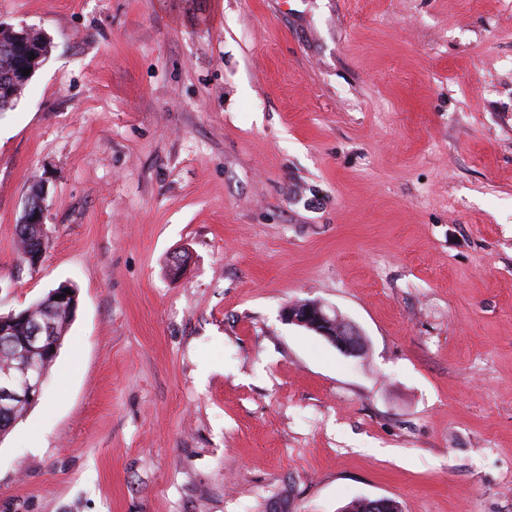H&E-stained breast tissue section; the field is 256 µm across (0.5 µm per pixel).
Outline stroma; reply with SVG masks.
<instances>
[{
    "label": "stroma",
    "instance_id": "obj_1",
    "mask_svg": "<svg viewBox=\"0 0 512 512\" xmlns=\"http://www.w3.org/2000/svg\"><path fill=\"white\" fill-rule=\"evenodd\" d=\"M0 25L50 43L0 112V314L78 297L0 439V512H512V0H0ZM303 300L365 354L286 322ZM38 193H39V196L41 199L39 201V204H40L39 208H37L36 210L31 212V210H30L31 204H30V202L29 203L26 202V210L28 211V214H32V219H33L34 224H27V223L23 222V219H24V215H23L22 221L20 222V224H16V226H15V241H17V243H18L21 257H22V254L28 248L42 245L43 239L41 241L40 233L36 227V224H40V228L42 229V233L44 236L45 231H44L43 219H44V214H45V210H46L45 201H46L47 193L44 189L43 184L40 185V188L38 189ZM289 323L314 330L347 355L361 356L366 351V339L360 329L335 309L317 301H305L289 306L285 311Z\"/></svg>",
    "mask_w": 512,
    "mask_h": 512
}]
</instances>
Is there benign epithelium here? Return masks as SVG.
Segmentation results:
<instances>
[{"instance_id":"obj_1","label":"benign epithelium","mask_w":512,"mask_h":512,"mask_svg":"<svg viewBox=\"0 0 512 512\" xmlns=\"http://www.w3.org/2000/svg\"><path fill=\"white\" fill-rule=\"evenodd\" d=\"M288 322L306 327L333 344L341 352L361 356L366 351V339L360 329L336 310L317 301H305L289 306L285 311ZM51 330L41 320L29 319V329L19 343L29 349L48 350L57 354V346L45 348ZM47 371L35 365H25L18 371L0 377V406L19 402L26 407L37 403L43 394ZM369 512H400L398 503L389 498H365Z\"/></svg>"}]
</instances>
